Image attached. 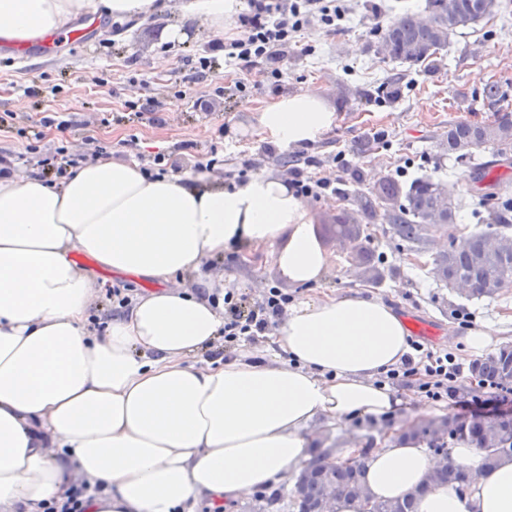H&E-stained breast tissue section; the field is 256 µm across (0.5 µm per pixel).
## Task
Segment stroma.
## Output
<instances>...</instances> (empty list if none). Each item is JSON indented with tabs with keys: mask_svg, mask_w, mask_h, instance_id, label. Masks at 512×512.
<instances>
[{
	"mask_svg": "<svg viewBox=\"0 0 512 512\" xmlns=\"http://www.w3.org/2000/svg\"><path fill=\"white\" fill-rule=\"evenodd\" d=\"M182 2L163 0L161 12L137 20H100L86 42L65 46L53 58L0 52V117L8 123L0 130V157L10 160L16 178L31 175L28 147L30 132L37 129L44 134L39 144L44 154L60 146L72 154L88 151L91 135L104 146L105 158L149 169L158 164L173 176L218 155L224 162L209 173L218 184L236 183L245 168L285 181L298 169L335 182L336 195L307 202L311 231L325 259L314 295H373L400 316L436 326L438 336L422 345L455 355L464 372L454 387L467 391L475 383L467 334L497 320L502 343H512V289L476 299L448 288L434 270L448 239L434 232L409 244L390 231L384 216L404 203L414 179L430 176L448 184L460 201L458 225L481 228L486 187L471 178L478 164L492 165L493 175L503 180L501 198L512 199V168L493 166L492 148L461 159L446 153L450 124L496 119L483 96L488 83L498 82L512 106V0H501L496 16L451 37L436 61L413 66L393 62L377 30L401 8L424 12L425 0H353L340 26H312L272 63L226 61L224 43L238 35L237 17L226 20L224 37L217 40L202 21L184 19ZM175 28L183 31L182 40L171 38ZM203 56L209 59L205 68L199 63ZM274 67L283 72L275 84L265 77ZM393 73L401 79L391 94L381 85ZM311 87L335 112V127L309 148L263 141L258 110L277 96ZM181 91L186 99H178ZM387 180L396 181L399 195L376 198V187ZM287 244L283 235L244 254L224 252L208 259L201 275H184L173 286L198 293L207 280L253 304L275 286L297 300L302 288L288 282L279 267ZM83 269L98 283L91 309L98 329L119 314L117 295L134 299L153 288L146 279L102 269L92 260ZM396 391L402 404L388 416L357 417L337 427L313 419L311 450L375 447L402 424H421L417 410L424 396L405 385Z\"/></svg>",
	"mask_w": 512,
	"mask_h": 512,
	"instance_id": "35a3bbf8",
	"label": "stroma"
}]
</instances>
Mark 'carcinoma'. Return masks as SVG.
Wrapping results in <instances>:
<instances>
[{
    "instance_id": "1",
    "label": "carcinoma",
    "mask_w": 512,
    "mask_h": 512,
    "mask_svg": "<svg viewBox=\"0 0 512 512\" xmlns=\"http://www.w3.org/2000/svg\"><path fill=\"white\" fill-rule=\"evenodd\" d=\"M453 17H448V0H426V9L436 21L440 31H432L413 14L405 12L387 23L380 30L383 48L390 58L409 65L424 62L448 47V41L458 30L473 26L491 17L485 12L482 0H453ZM489 123L456 122L448 126V155H464L486 145H498L488 135ZM442 183L431 177L414 181L406 194L407 205L398 213L389 216L392 232L409 243L421 239L419 227L433 208ZM512 225L502 217L499 210L488 208L487 229L474 231L459 243L450 242L448 251L441 259L446 282L459 279L471 281L475 288L470 295L476 298H492L507 288H512V253L498 258L490 266H482L478 258L485 249L487 230L506 233ZM493 279L498 283L494 291L483 287V282ZM472 373L493 384L507 387L512 384V344L504 345L500 351L471 365ZM467 439L481 451L480 470L493 468L504 456H512V412L471 420H451L440 425H422L409 432L414 439L427 441L430 449L438 452L439 467L412 491L396 498H377L365 481L367 452L355 457L351 464L331 465L325 461L326 454L315 455L308 461L289 494L291 512H320L325 504L330 512H336V502L347 499L363 500L370 512H417L419 496L431 485L452 483L460 488L475 482L479 470L468 469L452 458L448 449L435 443V436Z\"/></svg>"
}]
</instances>
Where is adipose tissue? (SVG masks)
Masks as SVG:
<instances>
[{"label": "adipose tissue", "mask_w": 512, "mask_h": 512, "mask_svg": "<svg viewBox=\"0 0 512 512\" xmlns=\"http://www.w3.org/2000/svg\"><path fill=\"white\" fill-rule=\"evenodd\" d=\"M182 9L220 39L235 0ZM159 10L156 0H0V38L61 31L85 14ZM335 124L312 89L258 112L260 135L288 148L317 143ZM283 233L282 276L318 285L325 263L306 203L263 171L232 188L204 171L152 178L106 159L69 169L58 185L0 177V512H43L83 480L86 512H198L203 499L229 503L294 474L315 417L337 425L396 411L400 397L377 377L408 352L409 332L374 297L297 301L275 331L283 362L246 351L187 364L218 338L224 307L172 281ZM75 251L157 288L91 329L96 283ZM437 465L420 445L388 440L366 479L374 495L395 498ZM417 512H512V457L466 491L430 487Z\"/></svg>", "instance_id": "1"}]
</instances>
